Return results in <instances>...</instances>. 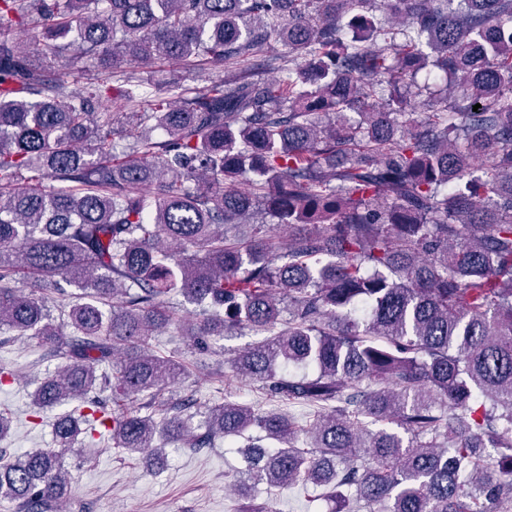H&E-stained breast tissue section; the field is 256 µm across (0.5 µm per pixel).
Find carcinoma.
<instances>
[{
	"label": "carcinoma",
	"mask_w": 512,
	"mask_h": 512,
	"mask_svg": "<svg viewBox=\"0 0 512 512\" xmlns=\"http://www.w3.org/2000/svg\"><path fill=\"white\" fill-rule=\"evenodd\" d=\"M0 20L42 38L39 58L0 38V334L63 360L36 412L80 402L52 447L0 448V501L52 512L96 433L156 457L222 440L248 501L313 483L332 512H512V0H0ZM172 62L244 67L128 70ZM440 75L466 95L416 111ZM177 296L203 349L263 336L233 372L313 424L167 403L186 367L151 340L181 329ZM159 65L160 64H155L153 70L157 71L160 69L161 71L168 72L174 69V71H178L184 83L190 86H202L208 79H215L221 77L227 78L234 73V68H232L231 65H224V68H212L205 71L193 69L192 67H187L180 64H173L171 66H168V64H164L161 65V68L159 67Z\"/></svg>",
	"instance_id": "obj_1"
}]
</instances>
